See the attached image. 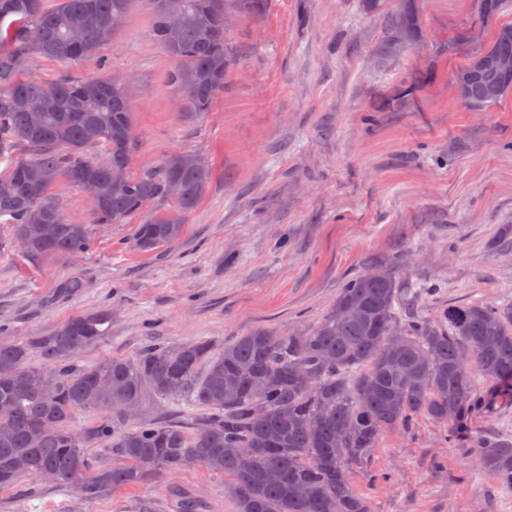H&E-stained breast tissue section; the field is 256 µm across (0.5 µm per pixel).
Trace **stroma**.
Wrapping results in <instances>:
<instances>
[{
	"label": "stroma",
	"mask_w": 512,
	"mask_h": 512,
	"mask_svg": "<svg viewBox=\"0 0 512 512\" xmlns=\"http://www.w3.org/2000/svg\"><path fill=\"white\" fill-rule=\"evenodd\" d=\"M418 28L398 53L386 42L395 0H259L227 34L224 90L187 121L174 61L152 35L147 0L75 63L38 56L45 83L127 75L136 168L178 152L205 155L210 188L175 245L143 253L142 221L92 224L82 256H24L0 217V345L45 334L71 316L110 310L106 336L75 360L133 359L147 347L205 339L223 349L256 328H312L367 268L437 283L418 303L434 321L451 304L512 302V94L486 108L459 97L455 70L487 46L494 23L475 0H410ZM79 278L78 291L63 290ZM201 408L146 393L140 423L193 431ZM418 419L384 435L354 477L373 512H512L475 460L477 440L512 443V400L471 416L465 433ZM236 512L224 477L203 467L95 499L26 482L0 490V512Z\"/></svg>",
	"instance_id": "1"
}]
</instances>
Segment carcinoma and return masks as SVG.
I'll return each mask as SVG.
<instances>
[{
	"instance_id": "carcinoma-1",
	"label": "carcinoma",
	"mask_w": 512,
	"mask_h": 512,
	"mask_svg": "<svg viewBox=\"0 0 512 512\" xmlns=\"http://www.w3.org/2000/svg\"><path fill=\"white\" fill-rule=\"evenodd\" d=\"M137 0H0V216L9 217L25 255L74 257L91 245L90 225L63 214L51 189L60 180L78 187L87 176L111 184L91 202L93 223L120 224L150 205L161 209L137 229L133 246L153 252L182 236L186 216L207 194L211 169L191 170L185 154L132 176L135 153L126 87L112 76L44 84L23 77L34 56L72 63L94 53L115 31L113 18L129 16ZM152 33L175 61L168 74L197 73L184 90L186 117L197 118L224 89L231 63L224 37L226 0H149ZM179 4L181 18L169 24ZM411 32L415 16L404 5L391 31ZM499 25L490 44L461 69L494 55L512 57V37ZM485 76L461 99L474 108L500 101L483 94ZM43 121L33 127L28 107ZM90 145L104 149L89 160ZM181 195L173 199L169 187ZM437 285L403 278L395 266L375 265L349 280L311 329L281 333L256 329L220 353L208 340L150 348L138 357L112 358L77 370L74 358L107 332L109 311L75 315L44 336L0 346V489L26 477L53 474L50 483L94 499L114 490L164 480L202 466L229 478L237 512H372L350 475L381 437L408 429L420 417L449 421L458 434L476 411L512 397V304L451 306L436 321L413 315L418 300ZM463 350L473 353L467 363ZM42 360L29 363L32 352ZM205 368L204 375L199 369ZM489 383L482 390L473 370ZM203 409L189 433L170 424L124 430L109 419L83 433L71 426L85 410L141 406L146 391ZM103 441L116 465L89 457ZM476 454L500 488L512 489V444L482 440Z\"/></svg>"
}]
</instances>
